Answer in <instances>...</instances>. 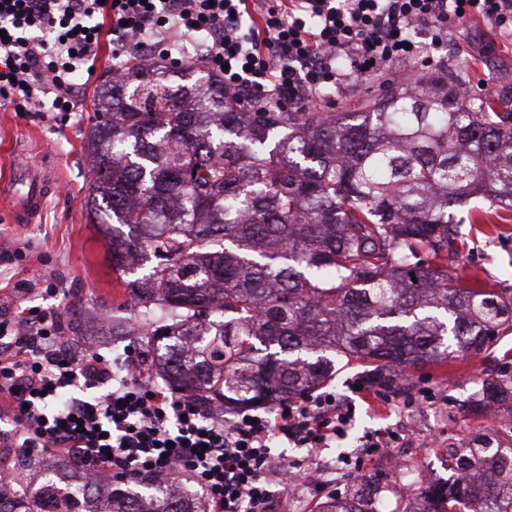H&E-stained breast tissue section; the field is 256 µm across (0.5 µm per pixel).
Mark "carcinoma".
Wrapping results in <instances>:
<instances>
[{"label": "carcinoma", "mask_w": 512, "mask_h": 512, "mask_svg": "<svg viewBox=\"0 0 512 512\" xmlns=\"http://www.w3.org/2000/svg\"><path fill=\"white\" fill-rule=\"evenodd\" d=\"M454 84H387L353 112H243L224 80L156 60L104 89L89 220L112 214V269L172 390L252 408L319 388L337 361L378 382L512 331L511 293L451 273L449 213L473 198L512 210V96L498 112ZM506 401L512 415L492 377L469 409ZM444 452L454 482L401 510L345 490L317 512H512V426ZM75 473L47 471L28 505L1 490L0 512H199L183 487Z\"/></svg>", "instance_id": "obj_1"}]
</instances>
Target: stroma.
<instances>
[{"mask_svg":"<svg viewBox=\"0 0 512 512\" xmlns=\"http://www.w3.org/2000/svg\"><path fill=\"white\" fill-rule=\"evenodd\" d=\"M449 31V52L435 55L430 66L421 67V75L433 79L453 73L474 104L512 95V40L478 19L450 24ZM111 76L112 53L105 49L94 77L75 78L76 111L51 112L42 118L0 106V176L12 167L32 165L47 188V204L30 223H14L8 207L0 204V285L37 282L36 293L21 295L22 307L60 308L63 334L76 353L108 356L116 349H132L149 368L147 339L126 328L128 314L121 308L125 285L112 270L107 240L88 216L93 173L85 145L95 122L94 96ZM487 207V201L475 199L454 210L462 225L453 271L478 279L480 287L512 291V219L475 226L467 222L470 213ZM362 372L360 366L340 363L328 383L355 410V425L347 437L338 448L321 453L334 472L309 477L314 462L305 449H286L289 469L308 479L290 487L281 476H273L278 494L274 512H315L335 489L360 482L379 483L393 506L403 507L412 487L407 471L396 470L392 455L375 454L344 464L339 451H355L364 436L393 433L412 424L415 432L404 439L408 459L424 458L438 473H445L441 451L448 443L500 430L495 418L504 414V407L475 416L461 405L480 390L484 379L500 375L512 387V335L499 337L480 355L460 351L448 362L395 378L367 397L352 390ZM147 376L152 379L156 373L149 368ZM423 389L431 391V398L420 397Z\"/></svg>","mask_w":512,"mask_h":512,"instance_id":"obj_1","label":"stroma"}]
</instances>
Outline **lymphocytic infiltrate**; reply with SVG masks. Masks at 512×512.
<instances>
[{
    "mask_svg": "<svg viewBox=\"0 0 512 512\" xmlns=\"http://www.w3.org/2000/svg\"><path fill=\"white\" fill-rule=\"evenodd\" d=\"M481 18L512 36V0H0V101L18 112L75 106L74 78L94 76L101 47L112 69L153 55L220 74L246 106L304 109L355 78L390 82L402 63H430L448 47V25ZM425 41H411V28ZM176 32L177 40L165 35ZM67 403L51 404L59 392ZM353 414L324 390L225 422L213 409L149 382L136 359L76 356L58 312L0 320V442L66 457L103 479H168L180 472L205 495L207 512H270L268 473L282 444L318 453L345 438Z\"/></svg>",
    "mask_w": 512,
    "mask_h": 512,
    "instance_id": "1",
    "label": "lymphocytic infiltrate"
}]
</instances>
